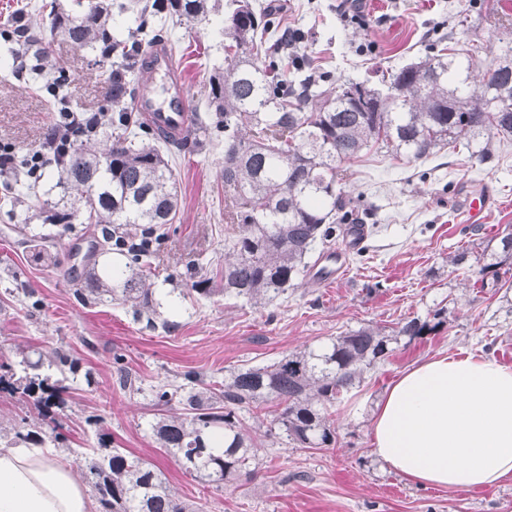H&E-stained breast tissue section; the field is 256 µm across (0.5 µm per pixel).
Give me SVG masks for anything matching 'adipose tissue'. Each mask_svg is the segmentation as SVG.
Here are the masks:
<instances>
[{"label": "adipose tissue", "mask_w": 512, "mask_h": 512, "mask_svg": "<svg viewBox=\"0 0 512 512\" xmlns=\"http://www.w3.org/2000/svg\"><path fill=\"white\" fill-rule=\"evenodd\" d=\"M372 452L412 482L477 488L512 474V368L438 355L377 403ZM0 512H96L69 464L36 445L0 444Z\"/></svg>", "instance_id": "adipose-tissue-1"}]
</instances>
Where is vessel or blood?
<instances>
[{
    "label": "vessel or blood",
    "instance_id": "vessel-or-blood-1",
    "mask_svg": "<svg viewBox=\"0 0 512 512\" xmlns=\"http://www.w3.org/2000/svg\"><path fill=\"white\" fill-rule=\"evenodd\" d=\"M148 77H163L167 86L165 101H157L152 86L143 87L136 95L134 107L147 123L170 143L179 142L189 129L193 115L188 108V85L169 44L155 43L142 57ZM490 206L485 193L470 195L465 202L467 223L482 224Z\"/></svg>",
    "mask_w": 512,
    "mask_h": 512
}]
</instances>
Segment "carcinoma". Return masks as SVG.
I'll use <instances>...</instances> for the list:
<instances>
[{
  "instance_id": "obj_1",
  "label": "carcinoma",
  "mask_w": 512,
  "mask_h": 512,
  "mask_svg": "<svg viewBox=\"0 0 512 512\" xmlns=\"http://www.w3.org/2000/svg\"><path fill=\"white\" fill-rule=\"evenodd\" d=\"M158 0H93L77 14L53 10L49 33L23 42L42 63L38 80L63 79V59L51 43L58 36L94 54L112 79V122L100 131L106 148L83 142L69 150L58 184L73 196L67 210L54 213L60 230L31 239L34 262L51 260L50 248L85 215L95 237L94 252L125 259L119 278L106 288L89 273L80 289L86 304L117 302L148 327H168L160 319L151 266L168 239L179 195L162 139L135 113V73L143 45L163 38ZM175 25L201 24L224 8V71L213 77L209 106L215 128L224 130V251L219 278H201L191 290L210 298L224 295L262 305L309 275L305 259L335 256L339 238L364 226L369 214L359 198L339 187L341 165L378 145L398 158L420 160L445 146L476 144L485 163L495 157L493 141L512 140V48L483 68L477 48L434 44L432 54L394 74L384 94L363 83L333 87L331 75L288 52L298 34L280 24L271 5L252 0H168ZM134 17L125 33L106 35L112 11ZM304 73L288 79V67ZM475 282L499 279L512 262V234L481 254ZM433 330L429 321L407 317L386 330L365 325L317 348L282 356L263 366L239 369L221 385L207 384L192 372L180 384H161L156 405L179 397L183 413L152 425L160 447L176 455L185 470L218 488L250 474L255 459L243 433L241 411L276 403L277 435L297 448H322L334 440L328 409L384 363L394 344ZM80 361L60 349L37 358L21 356L18 367L0 364V395L20 394L37 418H21L11 428L14 444L56 441L51 423L66 405L65 382ZM98 447L73 450L84 461L85 479L98 512H198L174 495L161 474L110 447L104 433Z\"/></svg>"
}]
</instances>
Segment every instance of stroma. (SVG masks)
I'll use <instances>...</instances> for the list:
<instances>
[{"label": "stroma", "mask_w": 512, "mask_h": 512, "mask_svg": "<svg viewBox=\"0 0 512 512\" xmlns=\"http://www.w3.org/2000/svg\"><path fill=\"white\" fill-rule=\"evenodd\" d=\"M288 29L302 35L299 55L331 73L336 83L363 82L387 90L392 72L425 58L430 44L454 36L483 45L492 60L512 45V25L501 27L500 7L512 0H269ZM168 37L186 75L192 114L210 115L209 82L224 69V13L211 12L198 26H173ZM55 53L67 62L65 92L77 112L109 108L110 81L91 53L59 41ZM60 107L44 85L14 65L0 43V144L24 151L38 145ZM224 135L213 132L201 146L186 145L170 166L180 206L151 279L171 330L145 328L117 304L83 305L76 283L62 270L84 246L83 224H73L58 242L56 264L30 257V233L52 232L42 213L2 203L0 183V363L16 364L22 352L62 348L91 371L71 384L59 414L61 441L49 443L52 457L72 463L83 477L74 449L108 434L162 473L178 498L201 504L203 512H512V476L474 489L423 487L377 461L371 452V421L385 389L406 369L437 354L489 358L512 368V268L498 281L474 286L467 268L451 263L462 249L481 254L512 233V141L501 143L491 162H472L468 152L441 150L418 161L388 156L374 147L347 166L345 195L363 196L372 211L373 234L359 249L343 247L342 274L334 283L313 276L300 280L264 305L224 296L181 295L196 270L224 265ZM488 192V221H462L467 194ZM31 297H24V290ZM39 300L40 309L30 307ZM439 317L426 336L399 343L391 357L367 374L359 388L330 409L336 431L326 448L285 444L269 428L275 404L247 413L256 446L250 475L216 489L187 473L178 458L160 448L151 424L156 412L180 415L172 401L156 408L152 389L180 381L186 372L208 383L227 380L237 368L262 366L282 356L327 343L366 324L391 327L406 317ZM127 370L134 389L119 383ZM100 426H92V419Z\"/></svg>", "instance_id": "obj_1"}]
</instances>
